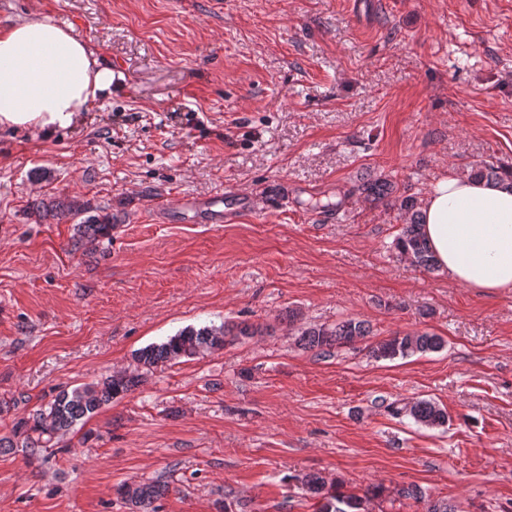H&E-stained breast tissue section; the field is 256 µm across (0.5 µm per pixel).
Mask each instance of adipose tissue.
I'll return each instance as SVG.
<instances>
[{
    "mask_svg": "<svg viewBox=\"0 0 512 512\" xmlns=\"http://www.w3.org/2000/svg\"><path fill=\"white\" fill-rule=\"evenodd\" d=\"M115 74L52 17L0 30V129L42 138L72 127L111 97ZM422 232L451 283L478 293L512 290V183L439 177L422 201Z\"/></svg>",
    "mask_w": 512,
    "mask_h": 512,
    "instance_id": "ef3b65f1",
    "label": "adipose tissue"
}]
</instances>
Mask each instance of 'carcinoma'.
<instances>
[{"label":"carcinoma","mask_w":512,"mask_h":512,"mask_svg":"<svg viewBox=\"0 0 512 512\" xmlns=\"http://www.w3.org/2000/svg\"><path fill=\"white\" fill-rule=\"evenodd\" d=\"M469 176L488 183L512 181V166H495L479 162L471 167ZM359 191L378 201L389 200L394 192L393 185L384 180H374L359 187ZM399 208L408 214L396 238L398 255L415 266L431 271L438 268L435 255L421 232V213L417 202L411 197L401 199ZM46 213L59 211L62 215L85 214L90 210L87 203L70 200L65 204H47ZM112 216L109 214L90 215L78 225L72 238L73 250L95 248L103 240L112 238ZM369 333V327L362 320L347 319L334 325H320L298 329V343L306 350L320 354L333 347L352 344L356 339ZM254 329L248 324L222 323L219 326L201 328L187 327L159 344H150L135 353L137 368L149 372L155 368L175 365L194 359L206 353L221 350L242 336H251ZM440 337L425 333H407L392 336L371 347L377 359L406 358L415 353L436 351L442 348ZM141 381V374L116 372L93 383L75 386L60 391L51 402L29 413L28 417L14 422L11 435L0 437V454L15 448H22L30 460L46 462L53 449H64V437L77 425L87 422L103 406L112 400L131 392ZM405 412L414 421L424 426H440L448 421L445 409L430 400H419ZM298 481L306 493L317 500L316 512H365L367 501L382 497L387 489L382 485L367 488L364 495H346L339 488L327 486L325 481L314 474H306ZM168 485L161 482L125 483L121 486V498L131 506L132 512H156L154 503L165 495Z\"/></svg>","instance_id":"cac0c4a2"}]
</instances>
